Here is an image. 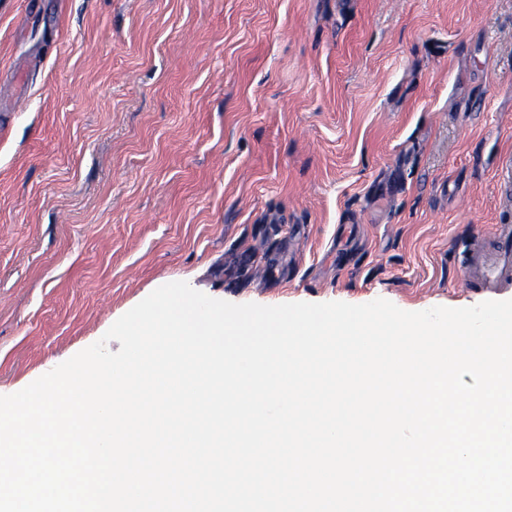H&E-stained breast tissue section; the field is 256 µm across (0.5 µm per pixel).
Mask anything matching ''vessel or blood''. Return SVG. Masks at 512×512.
<instances>
[{
  "mask_svg": "<svg viewBox=\"0 0 512 512\" xmlns=\"http://www.w3.org/2000/svg\"><path fill=\"white\" fill-rule=\"evenodd\" d=\"M479 241L467 258L464 286L491 291L512 285V224L493 225L491 231H477Z\"/></svg>",
  "mask_w": 512,
  "mask_h": 512,
  "instance_id": "1",
  "label": "vessel or blood"
}]
</instances>
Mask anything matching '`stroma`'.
<instances>
[{
    "label": "stroma",
    "mask_w": 512,
    "mask_h": 512,
    "mask_svg": "<svg viewBox=\"0 0 512 512\" xmlns=\"http://www.w3.org/2000/svg\"><path fill=\"white\" fill-rule=\"evenodd\" d=\"M512 0H0V392L156 288L474 294L512 222ZM478 240L489 246L473 248L467 258L464 287L491 291L512 284V224H494L491 232L478 230Z\"/></svg>",
    "instance_id": "1"
}]
</instances>
